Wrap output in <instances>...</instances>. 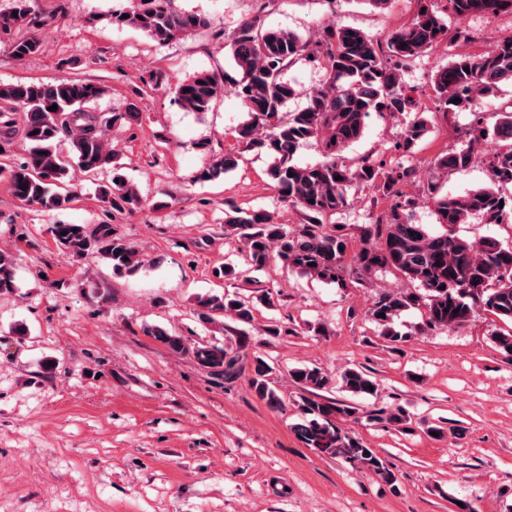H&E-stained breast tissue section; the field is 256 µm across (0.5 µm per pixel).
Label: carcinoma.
<instances>
[{"mask_svg":"<svg viewBox=\"0 0 512 512\" xmlns=\"http://www.w3.org/2000/svg\"><path fill=\"white\" fill-rule=\"evenodd\" d=\"M449 2L462 20L477 13H512V0ZM422 9L424 12L417 13L409 24L383 40L335 24L313 38H304L293 31L264 26L258 15L242 20L225 42L238 74L231 79V91L247 113V120L234 131L241 151L214 159L196 176L200 182L221 178L237 168L243 151L269 154L273 158L269 177L279 200L296 208L305 224L290 231L267 211L236 210L228 215L225 228L242 241L247 270L259 271L279 261L300 275L340 286L348 278L365 282L383 271L399 272L417 288L384 292L370 310L373 320L383 326L382 336L388 343L403 340V334L392 324L401 312L412 308L422 310L421 330H452L481 311L512 324V245L494 237L471 241L455 231L457 225L473 217L488 223L512 222V195L500 191L512 185V105L500 112L491 130L484 125L479 109L483 97L496 93L504 84L512 85V35L499 40L488 52L455 55L432 78L431 91L444 111L464 109L474 117L467 148L440 154L435 160L437 169L448 172L469 166L478 155L477 145L491 134L507 143L490 162L488 185L453 197L440 193L436 183H428L426 193L434 203L438 223L448 226L444 233L432 234L407 216L416 199L397 185L411 180L414 168L386 173L368 162L353 169L343 161L342 153L362 137L371 113L404 112L411 105V98L400 86V73L408 63L443 41L466 43L472 39L468 29L451 30L436 11L426 5ZM107 21L138 29L159 45L187 38L209 26L204 16L179 9L176 0H136L134 9H114ZM35 23L29 0H12L11 8L0 11V34L13 36L14 57L22 59L40 50L39 41L25 34ZM307 58L324 62L326 81L307 94L304 108L288 113L285 107L297 90L283 79L284 72ZM220 88L217 75L200 73L176 86L175 100L188 111L208 112ZM106 93L101 84L69 77L50 83L0 84V158H6L0 161V173H8L9 191L15 198L48 211L65 210L77 200L74 170L94 175L110 168L112 183L100 186L101 201L114 210H132L141 204L138 189L121 173L117 154L107 139L112 125H130L140 113L133 104L109 116L92 111ZM52 105L57 109L49 110ZM432 126L429 117L419 113L397 147L410 151ZM64 138L69 139L67 151L60 149ZM16 139L27 146L26 156L17 163L8 159L11 152L7 150ZM310 140L322 143L324 160L300 166L294 156ZM337 176L342 180H335ZM355 182L382 188L395 197V203L386 223L363 227L361 245L350 255L348 240L327 230V224L328 218L347 206L348 189ZM111 230L112 224L107 222L91 230L83 224L50 227L55 243L74 256L99 254L117 274L141 267L139 252ZM15 288L13 261L0 254V296L14 293ZM259 303L270 306L273 300L267 292L198 296L196 314L205 323L227 315L237 323L249 324ZM148 334L175 353L191 355L226 380L242 371L240 355L223 346L199 343L189 347L182 336L157 327ZM271 372L263 356H253L250 388L278 409L282 400L270 386ZM289 375L303 392L300 407L309 416L295 427L300 440L321 454L342 456L353 466L394 485L396 476L386 460L341 425L357 417L358 405L326 396L331 378L316 367L294 368ZM340 382L353 397L376 394L370 390L377 386L376 380L359 368L344 369ZM369 417L391 426L409 423L401 407L374 409Z\"/></svg>","mask_w":512,"mask_h":512,"instance_id":"1","label":"carcinoma"}]
</instances>
